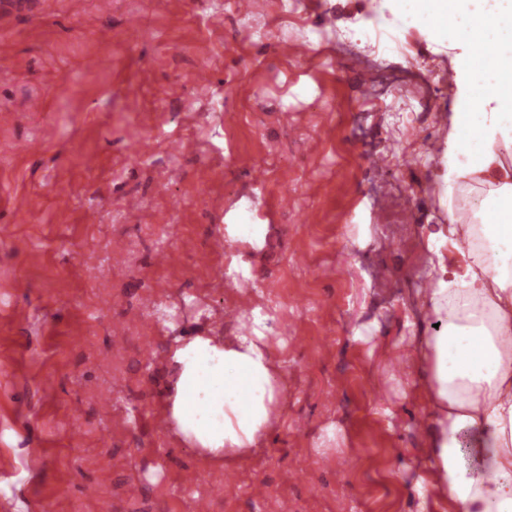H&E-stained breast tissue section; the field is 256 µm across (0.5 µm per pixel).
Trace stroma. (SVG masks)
Returning <instances> with one entry per match:
<instances>
[{
  "instance_id": "1",
  "label": "stroma",
  "mask_w": 512,
  "mask_h": 512,
  "mask_svg": "<svg viewBox=\"0 0 512 512\" xmlns=\"http://www.w3.org/2000/svg\"><path fill=\"white\" fill-rule=\"evenodd\" d=\"M233 2L0 10L9 512H414L429 416L417 293L436 285L428 238L449 221L471 20L443 35L402 22L395 0H262L243 16ZM375 156L395 159L392 183ZM233 224L267 233L213 249ZM272 293L271 433L215 489L225 468L148 417L165 409L166 350L248 333Z\"/></svg>"
}]
</instances>
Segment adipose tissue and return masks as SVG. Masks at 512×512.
<instances>
[{"mask_svg":"<svg viewBox=\"0 0 512 512\" xmlns=\"http://www.w3.org/2000/svg\"><path fill=\"white\" fill-rule=\"evenodd\" d=\"M490 188L479 216L483 243L462 248L451 278L426 294L440 325L425 337L432 429L417 512H512V113L458 112L448 135L447 181ZM248 336H180L169 348L176 373L166 411L178 435L209 460L230 465L257 447L278 403L268 314L254 309Z\"/></svg>","mask_w":512,"mask_h":512,"instance_id":"ef3b65f1","label":"adipose tissue"}]
</instances>
